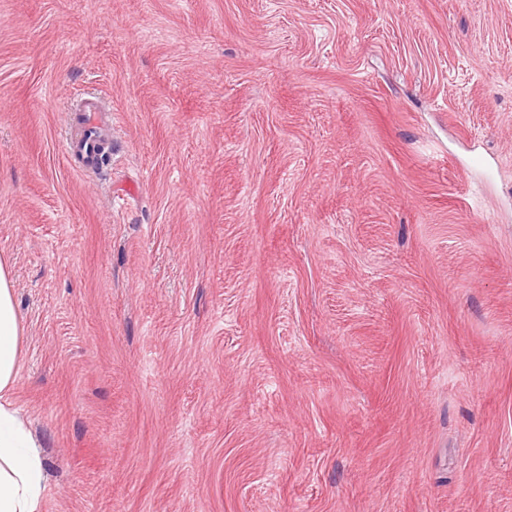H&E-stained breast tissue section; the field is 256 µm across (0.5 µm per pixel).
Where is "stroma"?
<instances>
[{
    "instance_id": "stroma-1",
    "label": "stroma",
    "mask_w": 512,
    "mask_h": 512,
    "mask_svg": "<svg viewBox=\"0 0 512 512\" xmlns=\"http://www.w3.org/2000/svg\"><path fill=\"white\" fill-rule=\"evenodd\" d=\"M0 255L40 512H512V0H0ZM100 101L95 97L81 98L80 111L72 113L76 136L66 139L65 149L86 172H95L102 164L99 146L106 137L102 123Z\"/></svg>"
}]
</instances>
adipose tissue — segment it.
<instances>
[{
  "mask_svg": "<svg viewBox=\"0 0 512 512\" xmlns=\"http://www.w3.org/2000/svg\"><path fill=\"white\" fill-rule=\"evenodd\" d=\"M24 328L8 258L0 257V512H38L44 490L39 442L14 407Z\"/></svg>",
  "mask_w": 512,
  "mask_h": 512,
  "instance_id": "ef3b65f1",
  "label": "adipose tissue"
}]
</instances>
